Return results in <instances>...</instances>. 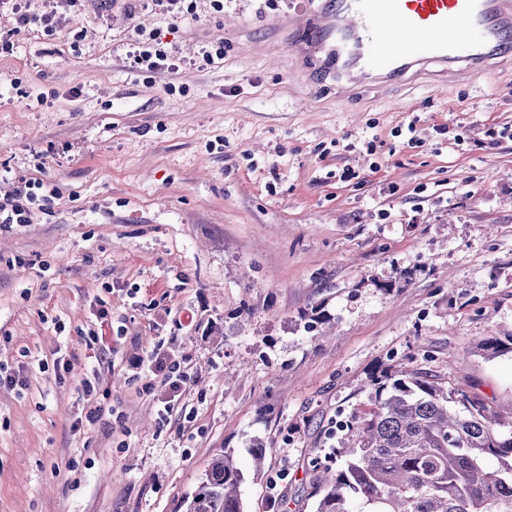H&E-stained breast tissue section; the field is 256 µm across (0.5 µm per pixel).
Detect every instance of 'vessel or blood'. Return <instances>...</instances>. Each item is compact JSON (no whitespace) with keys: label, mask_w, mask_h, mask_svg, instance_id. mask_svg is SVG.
Returning a JSON list of instances; mask_svg holds the SVG:
<instances>
[{"label":"vessel or blood","mask_w":512,"mask_h":512,"mask_svg":"<svg viewBox=\"0 0 512 512\" xmlns=\"http://www.w3.org/2000/svg\"><path fill=\"white\" fill-rule=\"evenodd\" d=\"M314 17L289 26V44L340 89L392 83L430 63L451 79L512 63V0H320Z\"/></svg>","instance_id":"vessel-or-blood-1"}]
</instances>
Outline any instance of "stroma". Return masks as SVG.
<instances>
[{"instance_id": "obj_1", "label": "stroma", "mask_w": 512, "mask_h": 512, "mask_svg": "<svg viewBox=\"0 0 512 512\" xmlns=\"http://www.w3.org/2000/svg\"><path fill=\"white\" fill-rule=\"evenodd\" d=\"M185 3L78 0L50 31L18 20L48 0L0 7V194L57 191L0 227V362L28 380L0 389V512H182L217 450L257 443L245 512H314L390 366L512 426V353L479 348L512 335V74L344 93L276 31L317 0ZM156 33L172 69L135 68ZM99 403L115 420L83 425ZM158 355L154 351L147 356V361L152 362L154 361L160 365V368H163V370L167 369L165 373V382L168 384L169 388L173 391H178L183 384H185L188 380L187 373L181 370V364L177 360L170 361L167 365L163 361L158 362Z\"/></svg>"}]
</instances>
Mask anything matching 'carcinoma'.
Wrapping results in <instances>:
<instances>
[{"label":"carcinoma","mask_w":512,"mask_h":512,"mask_svg":"<svg viewBox=\"0 0 512 512\" xmlns=\"http://www.w3.org/2000/svg\"><path fill=\"white\" fill-rule=\"evenodd\" d=\"M370 400L341 424L316 512H512V429L484 404L409 370L372 380ZM243 479L234 454L219 450L184 512H244Z\"/></svg>","instance_id":"1"}]
</instances>
